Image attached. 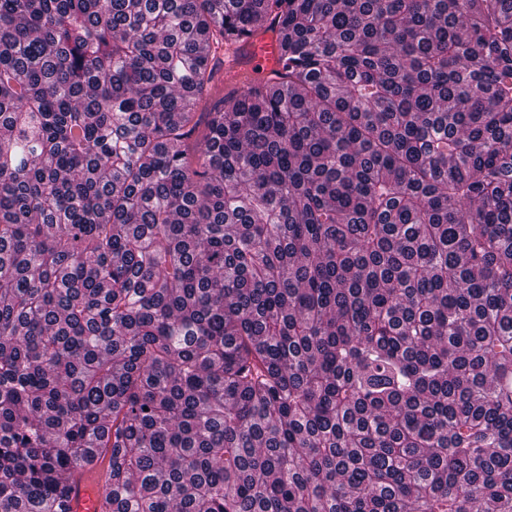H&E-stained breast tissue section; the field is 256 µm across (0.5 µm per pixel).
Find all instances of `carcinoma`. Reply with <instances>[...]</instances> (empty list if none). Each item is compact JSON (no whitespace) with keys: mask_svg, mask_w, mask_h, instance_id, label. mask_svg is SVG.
Returning <instances> with one entry per match:
<instances>
[{"mask_svg":"<svg viewBox=\"0 0 512 512\" xmlns=\"http://www.w3.org/2000/svg\"><path fill=\"white\" fill-rule=\"evenodd\" d=\"M103 458L106 512H512V0H0V512ZM235 50L236 53H235ZM245 58H241V55ZM277 47L272 32L246 37L234 44L224 55V78L241 79L242 75L268 78L279 68L276 64Z\"/></svg>","mask_w":512,"mask_h":512,"instance_id":"carcinoma-1","label":"carcinoma"}]
</instances>
